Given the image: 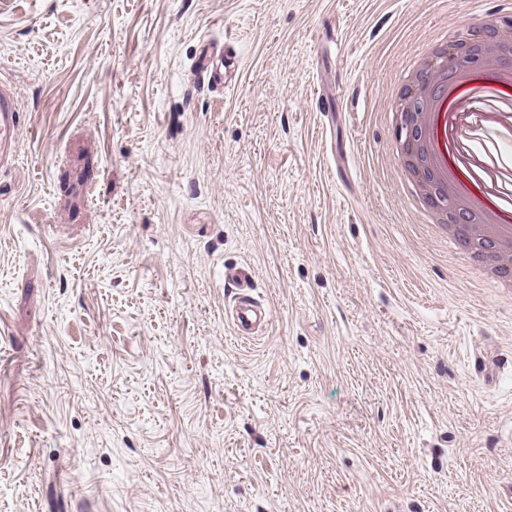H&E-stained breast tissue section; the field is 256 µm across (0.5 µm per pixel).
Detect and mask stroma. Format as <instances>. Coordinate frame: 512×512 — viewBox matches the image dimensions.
Wrapping results in <instances>:
<instances>
[{
	"instance_id": "1",
	"label": "stroma",
	"mask_w": 512,
	"mask_h": 512,
	"mask_svg": "<svg viewBox=\"0 0 512 512\" xmlns=\"http://www.w3.org/2000/svg\"><path fill=\"white\" fill-rule=\"evenodd\" d=\"M491 11L0 0V512H512V296L423 222L391 108ZM459 136L512 161L480 115ZM198 66L203 78L209 84L221 86L223 89L229 87V85L224 86L225 73L237 72L239 69L236 58L224 57V54L213 56V52H209V49L201 53ZM21 125L18 103L11 88L0 83V170L15 161L16 137ZM224 283L240 291L228 311H225V317L231 321L236 335L249 338L263 330L270 319L269 311L251 295L242 270L236 266H225Z\"/></svg>"
}]
</instances>
